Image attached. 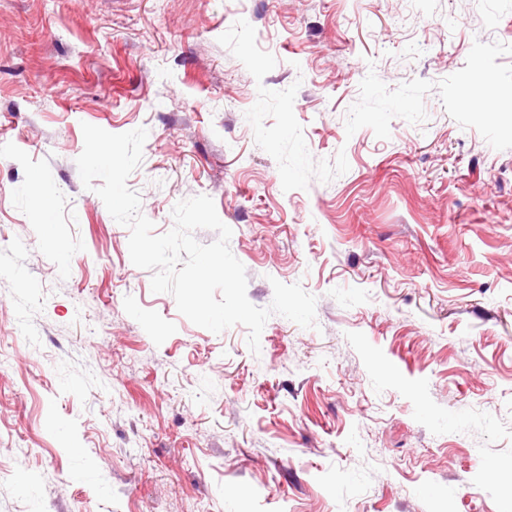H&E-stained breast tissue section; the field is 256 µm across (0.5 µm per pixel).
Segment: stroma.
Here are the masks:
<instances>
[{"mask_svg":"<svg viewBox=\"0 0 512 512\" xmlns=\"http://www.w3.org/2000/svg\"><path fill=\"white\" fill-rule=\"evenodd\" d=\"M86 123L315 327L153 292ZM0 512H512V0H0Z\"/></svg>","mask_w":512,"mask_h":512,"instance_id":"35a3bbf8","label":"stroma"}]
</instances>
